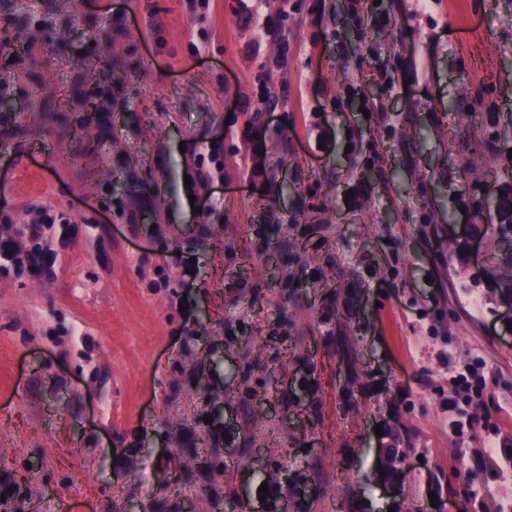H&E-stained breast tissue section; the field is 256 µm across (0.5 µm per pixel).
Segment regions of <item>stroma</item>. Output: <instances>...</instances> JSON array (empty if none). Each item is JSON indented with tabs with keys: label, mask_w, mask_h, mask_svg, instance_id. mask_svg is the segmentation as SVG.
Returning <instances> with one entry per match:
<instances>
[{
	"label": "stroma",
	"mask_w": 512,
	"mask_h": 512,
	"mask_svg": "<svg viewBox=\"0 0 512 512\" xmlns=\"http://www.w3.org/2000/svg\"><path fill=\"white\" fill-rule=\"evenodd\" d=\"M236 7L0 0V512H512V0ZM43 219L36 224H23L16 228L13 234H0V269L9 265L19 267L24 258L27 261L36 260L46 268L54 267L58 261V252L49 246L43 247L39 241L44 237V229L54 225ZM34 243L29 249L28 244Z\"/></svg>",
	"instance_id": "1"
}]
</instances>
